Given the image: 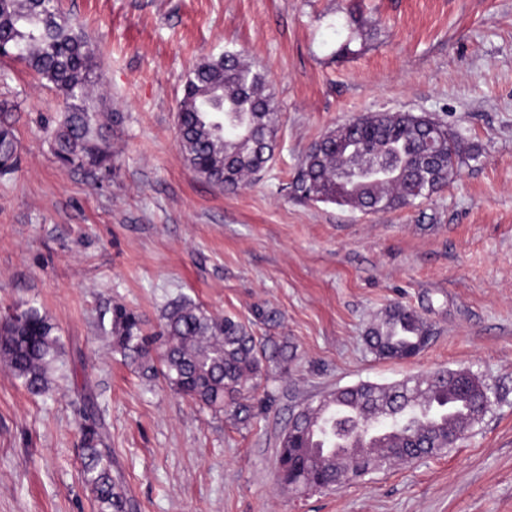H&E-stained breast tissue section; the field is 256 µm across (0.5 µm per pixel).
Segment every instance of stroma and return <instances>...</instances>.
<instances>
[{
  "label": "stroma",
  "instance_id": "obj_1",
  "mask_svg": "<svg viewBox=\"0 0 512 512\" xmlns=\"http://www.w3.org/2000/svg\"><path fill=\"white\" fill-rule=\"evenodd\" d=\"M359 8V23L346 9ZM98 47L112 168L62 166L42 121L61 93L0 58V113L20 142L0 177V316L34 303L58 327L44 396L0 371V512H97L81 481L85 401L100 411L138 512H512V0H59ZM241 53L268 72L277 149L219 189L184 161L177 108L193 65ZM426 113L480 156L431 199L365 215L288 186L307 148L353 115ZM186 296L287 346L220 413L112 350V308L158 330ZM432 336L407 360L365 336L393 304ZM468 370L493 405L445 454L295 492L277 480L285 426L325 394Z\"/></svg>",
  "mask_w": 512,
  "mask_h": 512
}]
</instances>
